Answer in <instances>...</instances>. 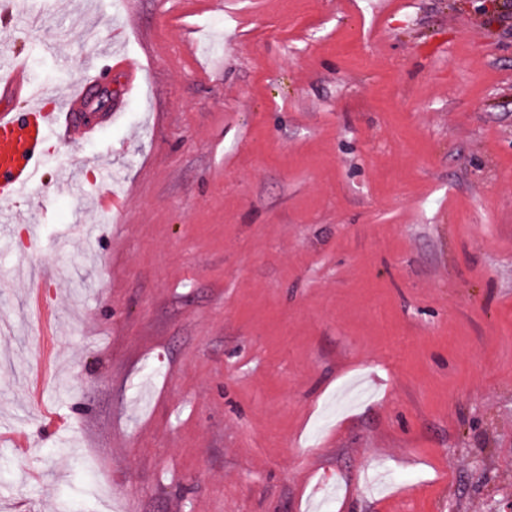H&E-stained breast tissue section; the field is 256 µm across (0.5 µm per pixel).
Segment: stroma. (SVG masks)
I'll return each mask as SVG.
<instances>
[{"mask_svg": "<svg viewBox=\"0 0 512 512\" xmlns=\"http://www.w3.org/2000/svg\"><path fill=\"white\" fill-rule=\"evenodd\" d=\"M19 3L124 115L0 226V512H512V0Z\"/></svg>", "mask_w": 512, "mask_h": 512, "instance_id": "35a3bbf8", "label": "stroma"}]
</instances>
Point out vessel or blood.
I'll list each match as a JSON object with an SVG mask.
<instances>
[{
  "label": "vessel or blood",
  "mask_w": 512,
  "mask_h": 512,
  "mask_svg": "<svg viewBox=\"0 0 512 512\" xmlns=\"http://www.w3.org/2000/svg\"><path fill=\"white\" fill-rule=\"evenodd\" d=\"M0 76L5 79L8 93L25 100L24 111L0 110L1 202L24 195L36 182L49 159L47 143L74 130L82 137H92L102 130L104 124L115 123L123 116L118 108L109 112L102 121L85 118L78 112V105L87 99L100 78L96 70L86 72L72 84L56 108L45 107L46 93L32 83L21 55L1 56Z\"/></svg>",
  "instance_id": "b4317fda"
}]
</instances>
